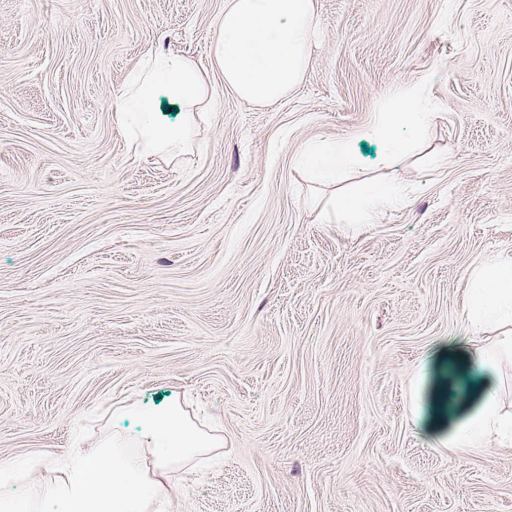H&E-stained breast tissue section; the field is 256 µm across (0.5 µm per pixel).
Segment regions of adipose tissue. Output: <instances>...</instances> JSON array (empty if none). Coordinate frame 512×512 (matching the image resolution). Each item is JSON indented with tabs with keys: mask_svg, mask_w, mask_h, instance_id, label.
Wrapping results in <instances>:
<instances>
[{
	"mask_svg": "<svg viewBox=\"0 0 512 512\" xmlns=\"http://www.w3.org/2000/svg\"><path fill=\"white\" fill-rule=\"evenodd\" d=\"M314 0H225L214 45V60L224 84L239 97L270 105L288 96L300 81L316 30ZM190 107L206 105L210 83L202 71L179 54L151 56L142 61L128 82L115 116L137 153L179 158L187 149L186 127L157 125L152 100L156 91ZM418 87L404 88L395 102L378 113L373 129L388 135L397 123L430 121ZM309 159L317 178L335 181L350 163L346 145L315 143ZM391 188L369 192L341 204L346 223H378L384 210L396 206ZM465 303L473 329L496 319L512 325V256L490 258L472 273ZM147 455L130 451L119 434L76 456L60 459L61 479L40 494L38 512H167L168 470L187 460L199 461L224 438L200 429L179 409L145 416ZM512 444V413L504 412L497 386H488L476 409L459 425L451 443L460 450L486 447L489 442Z\"/></svg>",
	"mask_w": 512,
	"mask_h": 512,
	"instance_id": "obj_1",
	"label": "adipose tissue"
}]
</instances>
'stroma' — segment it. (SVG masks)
Listing matches in <instances>:
<instances>
[{
  "instance_id": "obj_1",
  "label": "stroma",
  "mask_w": 512,
  "mask_h": 512,
  "mask_svg": "<svg viewBox=\"0 0 512 512\" xmlns=\"http://www.w3.org/2000/svg\"><path fill=\"white\" fill-rule=\"evenodd\" d=\"M224 0H0V464L18 497L142 414L210 418L215 459L169 473L168 512H512V446L449 439L512 364L471 352L470 273L512 254V0H316L298 86L258 107L212 63ZM178 53L212 99L176 161L114 119L131 73ZM434 112L388 156L375 117ZM342 142L338 181L302 162ZM450 165H442L443 157ZM404 189L376 224L334 200ZM456 371H449V364ZM432 115L433 112H426L422 106L418 87H406L397 95L395 102L378 112L373 131L388 135L392 127L405 120L423 126L430 121Z\"/></svg>"
}]
</instances>
